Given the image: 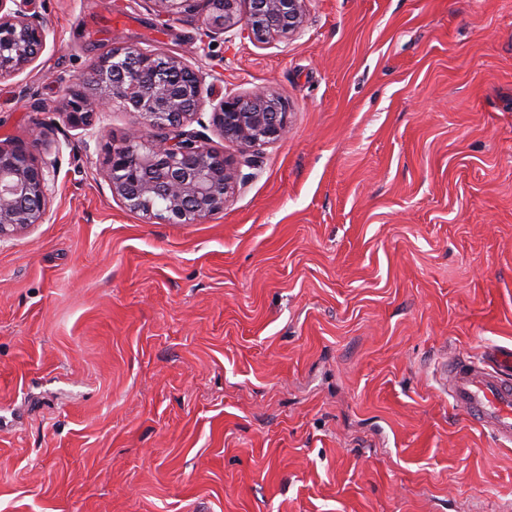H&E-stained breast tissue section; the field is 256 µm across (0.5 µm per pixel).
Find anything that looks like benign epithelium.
<instances>
[{"label": "benign epithelium", "mask_w": 512, "mask_h": 512, "mask_svg": "<svg viewBox=\"0 0 512 512\" xmlns=\"http://www.w3.org/2000/svg\"><path fill=\"white\" fill-rule=\"evenodd\" d=\"M36 0H0V78L22 72L46 46ZM175 15L194 0H158ZM211 33L240 29V35L267 44L288 39L305 24L306 0H204ZM203 76L175 54L136 44L114 46L66 91L63 113L74 128L92 125L94 114L117 103L135 114L136 125L105 158L112 195L145 222L203 224L224 211L240 169L254 152L289 131L288 104L265 89L246 95L213 96L210 123L224 141L238 147L225 154L206 147L184 127L203 121ZM155 130L168 134L158 137ZM58 161L21 146L0 144V242L45 221Z\"/></svg>", "instance_id": "7a95c632"}]
</instances>
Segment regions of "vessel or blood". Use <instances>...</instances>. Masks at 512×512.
Segmentation results:
<instances>
[{"instance_id":"b4317fda","label":"vessel or blood","mask_w":512,"mask_h":512,"mask_svg":"<svg viewBox=\"0 0 512 512\" xmlns=\"http://www.w3.org/2000/svg\"><path fill=\"white\" fill-rule=\"evenodd\" d=\"M512 350L492 349L473 359H455L442 367L443 388L453 408L464 412L490 435L512 443Z\"/></svg>"}]
</instances>
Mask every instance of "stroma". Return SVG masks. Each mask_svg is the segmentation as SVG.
Segmentation results:
<instances>
[{
  "mask_svg": "<svg viewBox=\"0 0 512 512\" xmlns=\"http://www.w3.org/2000/svg\"><path fill=\"white\" fill-rule=\"evenodd\" d=\"M36 12L0 141L58 168L44 223L0 242V512H512V444L434 380L512 347V0H307L269 44L157 0ZM120 43L288 103L206 223L113 197L133 113L67 122Z\"/></svg>",
  "mask_w": 512,
  "mask_h": 512,
  "instance_id": "stroma-1",
  "label": "stroma"
}]
</instances>
